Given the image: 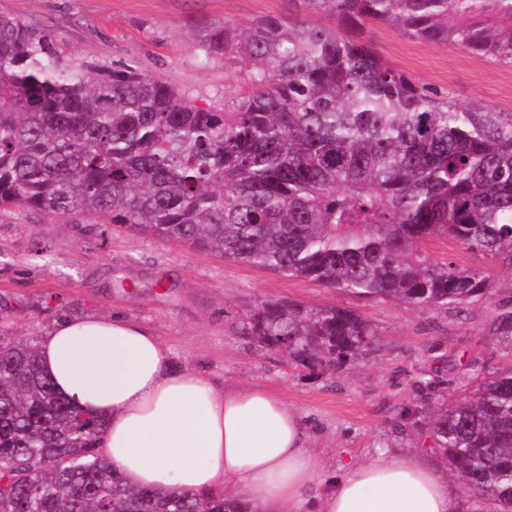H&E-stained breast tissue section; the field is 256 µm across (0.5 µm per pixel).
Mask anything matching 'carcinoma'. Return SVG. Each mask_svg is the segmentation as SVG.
I'll return each instance as SVG.
<instances>
[{"label":"carcinoma","mask_w":512,"mask_h":512,"mask_svg":"<svg viewBox=\"0 0 512 512\" xmlns=\"http://www.w3.org/2000/svg\"><path fill=\"white\" fill-rule=\"evenodd\" d=\"M333 24L224 21L206 54L245 63L233 109L191 104L133 66L75 63L0 15V209L112 215L161 240L358 299L448 310L490 291L434 237L512 268V113L460 107L369 43L390 25L512 65V0H300ZM248 335L311 370L355 361V312L262 301ZM415 424L478 500L512 512V365ZM105 419L60 396L36 347L0 336V512H251L242 499L131 488L98 451Z\"/></svg>","instance_id":"carcinoma-1"}]
</instances>
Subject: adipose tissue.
I'll return each mask as SVG.
<instances>
[{"mask_svg":"<svg viewBox=\"0 0 512 512\" xmlns=\"http://www.w3.org/2000/svg\"><path fill=\"white\" fill-rule=\"evenodd\" d=\"M58 393L106 419L100 451L125 483L223 492L252 512H459L437 468L385 452L328 473L302 415L259 386L223 390L175 372L134 321L65 317L42 339Z\"/></svg>","mask_w":512,"mask_h":512,"instance_id":"1","label":"adipose tissue"}]
</instances>
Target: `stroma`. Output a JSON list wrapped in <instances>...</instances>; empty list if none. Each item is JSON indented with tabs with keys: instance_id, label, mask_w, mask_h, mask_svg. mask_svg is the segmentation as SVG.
<instances>
[{
	"instance_id": "obj_1",
	"label": "stroma",
	"mask_w": 512,
	"mask_h": 512,
	"mask_svg": "<svg viewBox=\"0 0 512 512\" xmlns=\"http://www.w3.org/2000/svg\"><path fill=\"white\" fill-rule=\"evenodd\" d=\"M0 15L47 31L72 60L108 70L135 66L202 108L231 106L245 66L205 54L200 27L268 15L314 19L299 0H0ZM361 37L395 68L456 104L512 113V67L410 39L390 26H370ZM425 248L436 260L484 269L490 292L445 312L364 302L314 281L138 234L107 216L77 212L53 219L36 209L4 210L0 334L36 346L61 317L120 315L158 336L178 371L220 387L257 384L279 395L307 418L310 445L326 467L383 451L435 462L430 438L413 426L420 409L440 395L462 398L469 363L489 371L512 364V342L493 334L498 314L512 311V269L444 238ZM263 300L353 310L377 342L359 361L306 369L247 335L245 317ZM421 375L431 388L415 387Z\"/></svg>"
}]
</instances>
